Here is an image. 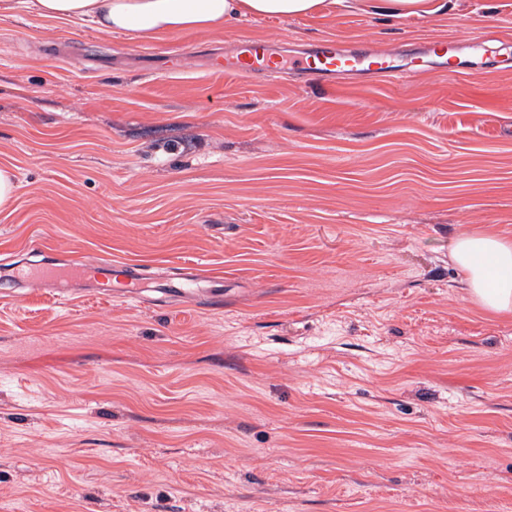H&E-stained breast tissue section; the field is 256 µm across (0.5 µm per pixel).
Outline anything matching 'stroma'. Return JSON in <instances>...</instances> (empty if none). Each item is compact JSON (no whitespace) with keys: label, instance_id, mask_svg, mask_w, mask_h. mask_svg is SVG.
<instances>
[{"label":"stroma","instance_id":"35a3bbf8","mask_svg":"<svg viewBox=\"0 0 512 512\" xmlns=\"http://www.w3.org/2000/svg\"><path fill=\"white\" fill-rule=\"evenodd\" d=\"M394 20L354 4L151 42L0 21V512H512V314L460 286L464 231L512 240V0ZM479 75L308 84L214 63L333 39ZM209 272L182 296L175 267ZM452 47H447L443 44H434L428 50V55L432 58V62L438 65V68L445 72H448V67L451 68V72L469 77L472 76V71L469 66L463 64L461 61L454 59L453 56H448L449 52L452 51ZM114 268L121 276L124 277V282L120 289L113 290H98L96 295L102 297H115L123 298L126 300H139L141 298V284L144 281L145 270L137 265H121L116 266L106 260H89L84 257H76L73 260V266L69 272L73 274H89L91 272L108 271Z\"/></svg>","mask_w":512,"mask_h":512}]
</instances>
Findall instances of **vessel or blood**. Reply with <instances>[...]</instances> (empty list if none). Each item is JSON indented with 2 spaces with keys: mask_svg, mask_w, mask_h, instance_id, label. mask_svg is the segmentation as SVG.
I'll use <instances>...</instances> for the list:
<instances>
[{
  "mask_svg": "<svg viewBox=\"0 0 512 512\" xmlns=\"http://www.w3.org/2000/svg\"><path fill=\"white\" fill-rule=\"evenodd\" d=\"M430 61L437 64L440 69L449 68L461 76L468 77L472 74L470 67L451 57L449 47L443 44L432 45L427 58L418 57L409 63L398 64L385 55L360 58L342 48L336 41L323 40L303 53L300 58L286 65L272 52L270 42L250 37L239 38L225 50L221 65L228 74L249 71L262 75L278 74L284 67L289 66L304 75L307 82L314 84L341 82L361 72L378 73L397 83L406 78L407 74L422 70ZM114 268L105 260L77 257L73 260L71 271L75 274H88ZM115 269L123 276L124 282L120 289L114 290V297L126 300L140 299V288L145 276L144 268L137 265H122Z\"/></svg>",
  "mask_w": 512,
  "mask_h": 512,
  "instance_id": "1",
  "label": "vessel or blood"
}]
</instances>
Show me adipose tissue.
<instances>
[{
    "mask_svg": "<svg viewBox=\"0 0 512 512\" xmlns=\"http://www.w3.org/2000/svg\"><path fill=\"white\" fill-rule=\"evenodd\" d=\"M323 0H0V20L26 8L50 19L82 21L130 40L218 31L248 17L298 18ZM470 298L486 311L512 314V244L491 233L464 232L451 247Z\"/></svg>",
    "mask_w": 512,
    "mask_h": 512,
    "instance_id": "1",
    "label": "adipose tissue"
}]
</instances>
